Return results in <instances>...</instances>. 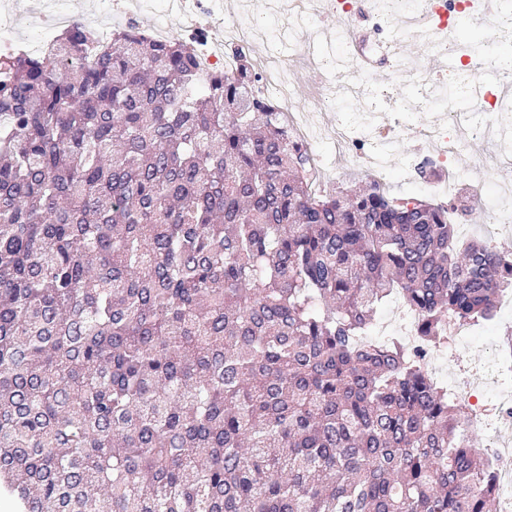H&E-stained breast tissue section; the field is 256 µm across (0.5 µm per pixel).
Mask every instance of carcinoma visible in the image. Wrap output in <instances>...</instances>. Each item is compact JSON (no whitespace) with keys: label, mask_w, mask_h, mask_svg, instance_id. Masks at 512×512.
Here are the masks:
<instances>
[{"label":"carcinoma","mask_w":512,"mask_h":512,"mask_svg":"<svg viewBox=\"0 0 512 512\" xmlns=\"http://www.w3.org/2000/svg\"><path fill=\"white\" fill-rule=\"evenodd\" d=\"M180 38L80 21L0 57V498L15 512H493L426 357L497 249L372 179L322 193L279 107ZM401 306L404 307L402 304ZM391 333L400 336V338H402L409 347H414L419 342L417 333L415 331L414 315L406 309L403 316V322H399L393 330L387 331V326H382L380 328L373 327L370 335L381 339L385 336H391Z\"/></svg>","instance_id":"cac0c4a2"}]
</instances>
